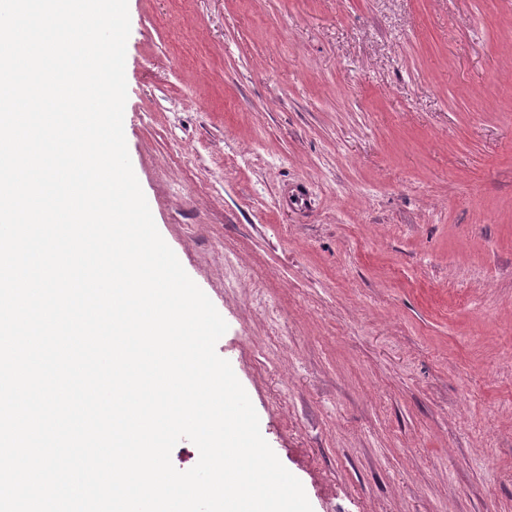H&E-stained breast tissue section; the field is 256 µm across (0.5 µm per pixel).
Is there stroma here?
<instances>
[{"label": "stroma", "instance_id": "stroma-1", "mask_svg": "<svg viewBox=\"0 0 512 512\" xmlns=\"http://www.w3.org/2000/svg\"><path fill=\"white\" fill-rule=\"evenodd\" d=\"M154 222L313 512H512V0H128Z\"/></svg>", "mask_w": 512, "mask_h": 512}]
</instances>
